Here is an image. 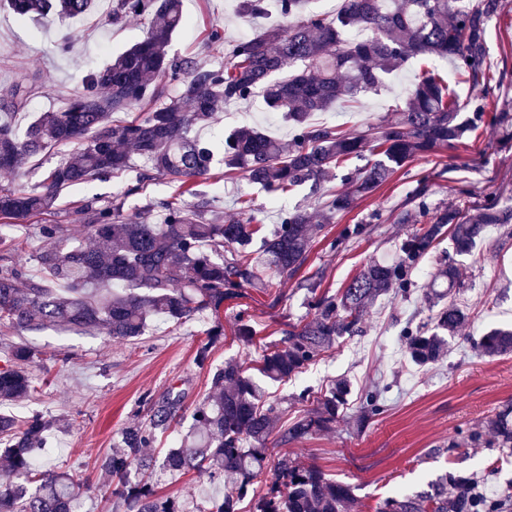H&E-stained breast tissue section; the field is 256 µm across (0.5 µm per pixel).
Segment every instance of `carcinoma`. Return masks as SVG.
<instances>
[{"mask_svg": "<svg viewBox=\"0 0 512 512\" xmlns=\"http://www.w3.org/2000/svg\"><path fill=\"white\" fill-rule=\"evenodd\" d=\"M20 16L50 12L69 19L91 16L96 0H9ZM103 18L117 23L144 21L143 37L91 69L82 89L66 106L41 113L18 136L11 111L25 105L32 88L18 81L0 95V170L13 172L56 146L73 144L76 152L62 160L39 183L0 191V219L20 220L53 213L61 191L130 168L143 160L135 183L105 200L93 197L73 212L85 224L86 239L71 238L62 224H37L26 265L13 253L0 255V327L27 330L55 327L96 331L109 340L131 342L145 335L155 317L181 324L198 315L216 317L208 339L196 350L195 363L207 365L211 348L224 335L218 320L224 302L241 296L258 282L260 272L293 276L306 264L322 225L305 212L283 209L277 228L262 234V208L243 201L237 216L225 221L197 196L214 156L211 145L194 130L214 122L230 102H247L259 94L266 106L284 114L293 135L288 143L255 128L234 131L224 140L225 174H244L266 193L277 195L310 185L322 192L325 223L350 211L359 197L370 195L410 159L460 143L485 123L482 100L488 91L486 25L498 13L499 0H340L336 15L306 14L307 0H278L285 25L262 30L237 42L229 61L219 67L192 58H173L168 46L186 19L181 0H108ZM240 13L256 17L266 0H241ZM363 28V41L346 38ZM424 55L453 62L479 94L459 105L447 84L433 73L410 90L396 118L360 134L315 125L310 117L338 101H357L381 86L384 76L406 59ZM177 96L165 94L167 85ZM146 108L130 120L113 115ZM469 116L463 118L461 113ZM369 152L375 159L349 168L351 159ZM345 169L342 182L352 191L322 190L333 171ZM163 176L179 188L168 199L145 205L134 220L123 199L142 182ZM497 225L512 235V208L487 198L475 213L458 208L435 211L427 223L412 228L394 259H382L354 275L338 295L318 292L315 273L301 282L308 290L312 316L292 326L281 345L264 351L254 370L227 361L211 378V395L191 412L192 424L180 442L158 458L146 449L159 431L169 429L183 408L181 392L168 390L150 407L148 418L123 428L117 447L100 458L97 470L125 512H186L184 499L161 495L153 482L160 469L224 478V494L209 498L204 512H362L352 488L327 477L317 466L289 456L271 461L267 448L276 406L265 398V385L303 372L341 339L362 333L368 302L389 291L407 296L419 264L448 238L457 254L469 255L486 228ZM367 224H348L329 242L339 251L369 235ZM432 296L441 303L431 328L405 326L401 336L412 362L427 366L448 351L468 312L450 298L463 291L453 262L433 280ZM486 357L512 352V329H494L476 342ZM35 351L11 344L0 357V403L34 396L39 384L30 370ZM385 388L369 387L361 396L359 420L366 423L384 411ZM348 384L339 380L317 399L316 410L280 432L284 445L298 442L336 424L347 402ZM53 421L41 414L24 420L0 413V455L12 480L0 485V512H78L88 484L67 471H36L31 466L46 444ZM491 435L459 432L448 450L463 443L499 449L512 457V403L490 419ZM272 479L261 493L249 494L264 472ZM375 512H512V483L495 497L482 480L445 472L415 494L387 497Z\"/></svg>", "mask_w": 512, "mask_h": 512, "instance_id": "cac0c4a2", "label": "carcinoma"}]
</instances>
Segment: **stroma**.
Listing matches in <instances>:
<instances>
[{"mask_svg": "<svg viewBox=\"0 0 512 512\" xmlns=\"http://www.w3.org/2000/svg\"><path fill=\"white\" fill-rule=\"evenodd\" d=\"M501 3L487 27L486 75L493 92L483 104L492 116L512 109V0ZM183 12L187 23L174 35L169 54L193 57L213 66L223 64L229 47L238 40L272 22L268 16L241 18L236 0H183ZM214 26L224 32V46L217 50L204 46L205 36ZM72 32L77 38L70 54L60 55L56 48L59 39ZM142 34L141 21L133 18L118 24L92 18L77 27L72 20L55 15L23 21L0 8V89L21 78L39 86L25 108L13 115L17 130L25 131L33 116L63 107L81 88L88 67L103 66L112 53ZM426 68L447 77L460 100L474 98L472 83L455 73L452 63L434 57L412 58L386 76L379 92L364 95L360 104L342 101L314 114L312 120L350 131L383 123L396 106L405 104L411 84ZM242 127L263 130L283 142L289 139L287 122L281 115L269 113L259 97L225 105L216 122L202 128L200 134L217 145L223 135ZM223 171L222 159H214L210 178L200 180L198 190L224 215L233 214L239 199L250 198L265 206L266 227L277 224L279 207L298 205L309 212L312 223L322 224L320 205L308 189H297L273 202L243 177L223 179ZM134 177L130 171L118 178L66 188L56 212L41 216L40 221L63 224L71 234H82V224L72 219L79 202L115 196ZM421 182L427 185L428 204L433 208L468 211L490 196L510 208L512 140L503 136L498 125L485 124L461 144L415 158L374 193L359 199L350 212L338 215L335 223L323 225L322 235L314 241L298 275L272 276L270 287L249 286L243 288L239 299L225 302L220 314L224 336L212 350L210 368L222 367L230 360L256 363L266 348L280 343L285 332L309 312L308 293L299 286L302 277L322 272V290L334 294L369 261L394 255L406 233L398 216L409 212L416 222L425 220L413 198ZM375 212L382 220L374 225L370 217ZM365 223L371 226L366 238L351 241L343 250H330L329 240L341 226ZM447 260L448 245L443 242L414 273L410 297H378L365 315L362 335L336 343L302 374L267 386L268 401L287 408L279 421L283 427L315 408L316 397L335 381L347 380L352 404L374 383L389 386L385 411L368 424H359L354 411L349 410L330 432L293 444L270 445L273 454L296 456L302 463L318 466L331 478L351 485L366 512H373L380 498L425 490L447 469L485 477L484 490L491 496L512 481V463L489 475L488 465L496 449L448 447L449 437L457 430L483 429L501 405L512 402V354L489 359L473 347L492 328L512 326V237L489 228L473 254L462 257L465 291L459 301L467 307L469 320L450 339L443 360L420 368L407 361L400 331L410 322L432 323L436 310L425 295ZM241 314L253 330L252 342L241 341L235 333ZM206 327L202 318L178 327L155 319L145 336L124 343L51 329L2 332L0 348L25 342L37 350L34 373L40 391L0 409L20 418L35 413L58 418L51 446L40 460L41 469L70 467L80 475H93L95 459L117 444L121 429L145 420L151 401L169 388L183 392L188 409L208 394L210 369L198 368L193 361L198 345L206 339ZM307 391L311 400L301 401V394ZM223 490V483L212 484L194 475L167 476L157 485L159 494L177 492L200 506L207 497Z\"/></svg>", "mask_w": 512, "mask_h": 512, "instance_id": "1", "label": "stroma"}]
</instances>
